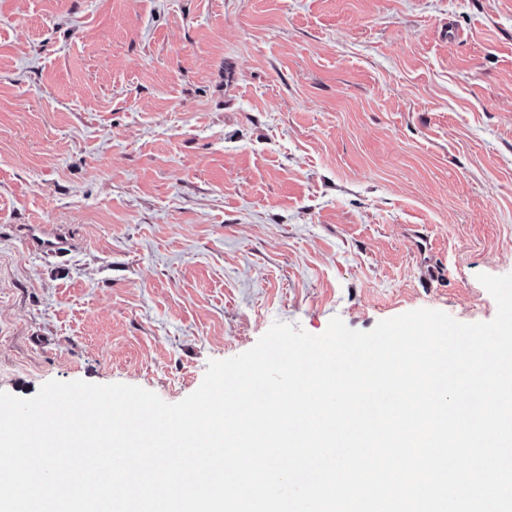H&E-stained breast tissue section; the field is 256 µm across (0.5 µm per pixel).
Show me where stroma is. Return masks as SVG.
<instances>
[{"label":"stroma","mask_w":512,"mask_h":512,"mask_svg":"<svg viewBox=\"0 0 512 512\" xmlns=\"http://www.w3.org/2000/svg\"><path fill=\"white\" fill-rule=\"evenodd\" d=\"M481 273L512 0H0V391L176 403L277 321H491Z\"/></svg>","instance_id":"35a3bbf8"}]
</instances>
